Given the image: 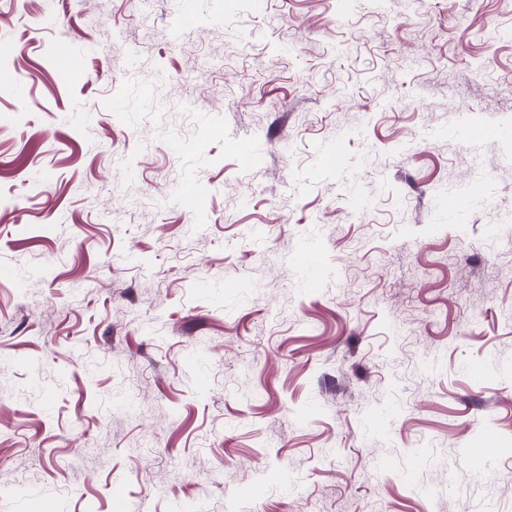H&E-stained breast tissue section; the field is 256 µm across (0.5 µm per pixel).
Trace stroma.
<instances>
[{
  "label": "stroma",
  "mask_w": 512,
  "mask_h": 512,
  "mask_svg": "<svg viewBox=\"0 0 512 512\" xmlns=\"http://www.w3.org/2000/svg\"><path fill=\"white\" fill-rule=\"evenodd\" d=\"M196 8L0 0V512H512V0Z\"/></svg>",
  "instance_id": "obj_1"
}]
</instances>
